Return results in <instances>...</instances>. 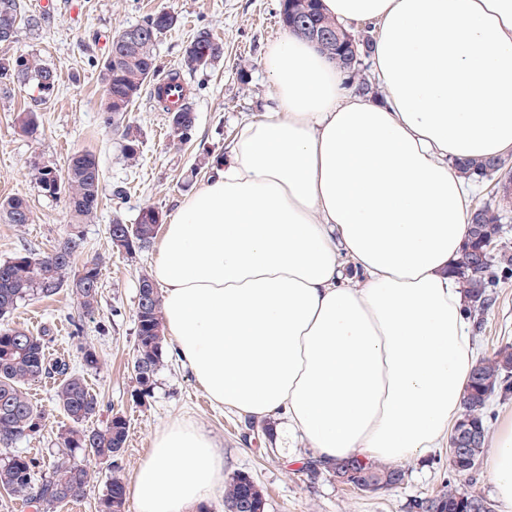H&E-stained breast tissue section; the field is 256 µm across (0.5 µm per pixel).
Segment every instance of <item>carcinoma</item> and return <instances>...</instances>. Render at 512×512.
I'll return each mask as SVG.
<instances>
[{"mask_svg":"<svg viewBox=\"0 0 512 512\" xmlns=\"http://www.w3.org/2000/svg\"><path fill=\"white\" fill-rule=\"evenodd\" d=\"M282 22L293 33L310 38L307 25L318 26L331 33H339L346 40L344 31L338 30L336 21L326 17L320 10L319 0L305 7L301 0H288L281 8ZM50 16L45 13H22L20 0H0V26L11 25L15 30L26 27L40 30ZM176 23L175 14L163 7L147 15L133 29L139 32L135 39L124 40V32L111 39V46L102 61L100 76L106 95L101 122L104 127H123L128 107L140 98L147 87H152L154 108L168 115L170 131L180 142L190 140L195 128L196 113L189 95L183 86L180 72L170 71L166 77L154 82L159 65L156 46L160 37ZM223 48L212 46L208 53L186 49L184 67L190 71L206 69L218 58ZM321 51L339 61L343 69L355 76L358 63L346 62V55L359 56L356 41L350 42L345 52H340L336 42L321 46ZM10 69L16 82L38 90L35 102L42 104L52 95L38 89L39 76L49 72L34 57L18 55L0 57V71ZM37 111L32 109L17 116L20 132L29 135L37 127ZM124 156L129 161L139 154V141L124 127ZM497 160L464 159L458 169L465 176L487 177L499 172ZM35 183L49 197L61 193L68 197L67 213L69 230L53 248L37 257L20 253L0 263V319L14 312L19 303L34 298H48L66 288L76 298L83 314L92 317L98 310L100 265L92 260L82 268L77 277L71 279L68 271L75 255L85 242L84 225L91 223L99 205L100 168L96 156L89 151L73 153L66 170L59 172L50 166L34 168ZM154 208L144 207L136 220L127 224L115 219L108 226L110 247L118 252L133 254L150 246L156 238L160 225L153 218ZM32 211L26 200L12 197L0 202V218L8 224H29ZM503 211L488 208L486 223L481 225L483 235L473 234L466 249L479 250L483 240H496L502 229ZM512 274V255L483 256L476 270H471L461 261L458 279L468 303V311L476 315L484 313L490 306V293L496 287L498 276L495 269ZM137 323L136 347L132 369L137 391L146 395L154 385L163 354V312L161 298L152 278L144 274L139 280V294L135 310ZM50 329L45 327L39 334L30 331L0 326V444L9 445L21 438L40 432L44 413L32 404L26 385L38 379H52L56 384L54 400L60 410L73 422L60 436L61 446L80 450L110 463L113 475L106 495L100 499L98 512H124L126 485L120 477L119 459L127 440V421L115 413L102 428H87L84 423L99 411V400L84 377L72 370L69 361L53 357L47 352ZM512 393V346L497 350L490 358L477 362L469 377L463 400V410L454 425L455 431H475L481 439L466 450L465 454L449 462L448 490L429 499L414 503L418 512H472L476 502L486 504L484 512H494L491 501L471 493L455 481L475 472L484 456L489 430V402L492 397H503ZM353 465L354 475L346 482L361 484L363 475L374 479V487L363 491L375 493L385 487L403 482L405 472L399 467H379L357 459H346L336 463L331 471L339 473L346 464ZM37 459L20 454H11L0 459V491L8 495L23 496L38 504L42 512H51L57 505L83 497L91 482L87 467L69 458L57 460L52 473L45 479H35ZM265 498L252 477L245 473L235 475L224 483V507L232 512L236 507L248 508L250 512H265Z\"/></svg>","mask_w":512,"mask_h":512,"instance_id":"carcinoma-1","label":"carcinoma"}]
</instances>
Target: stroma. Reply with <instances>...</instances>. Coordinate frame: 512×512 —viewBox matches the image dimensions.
Wrapping results in <instances>:
<instances>
[{"label": "stroma", "mask_w": 512, "mask_h": 512, "mask_svg": "<svg viewBox=\"0 0 512 512\" xmlns=\"http://www.w3.org/2000/svg\"><path fill=\"white\" fill-rule=\"evenodd\" d=\"M162 7L175 12L177 23L158 42L160 69L180 71L197 120L191 140L178 142L170 135L166 113L139 99L125 119L140 140V157L132 164L123 156L119 133L101 123L104 88L99 71L115 32ZM50 15L43 30H21L14 43L0 45V55L36 57L58 77L53 96L41 105L34 103L28 86L17 84L10 94H0V201L23 197L33 214L32 223L22 226L0 221V262L20 252L42 255L67 233L66 199L44 196L32 177L34 167L62 170L73 152H92L101 170L98 218L85 225L84 247L73 268L81 270L86 262L101 258L99 306L94 318L82 317L64 290L20 304L8 323L34 333L50 327L51 353L68 359L98 396L100 409L91 426H104L112 414L124 415L128 423L121 460L125 484L133 483L155 434L182 419L221 442L225 477L249 474L265 495L266 512H412L413 501L446 491L444 448L404 462L405 483L372 494L339 482L330 472L307 476L304 466L311 452L300 437L271 442L262 430H248L244 420L224 408L200 407L202 389L168 349L151 393L136 394L132 357L139 277L153 273L160 245L152 243L133 255L112 251L108 226L116 217L133 223L146 206L170 217L179 202L209 178L211 170L202 166V159L226 155L242 122L265 112L271 83L262 58L267 45L284 30L280 0H54ZM202 28L210 30L224 53L206 70H185V49ZM32 107L38 110L39 127L27 136L18 131L15 118ZM118 187L126 191L120 200L113 195ZM471 334L479 357L512 345V277L494 288L493 302ZM87 345L96 350L97 367L84 365ZM27 393L44 411L45 421L37 435L17 441L12 449L38 458L46 474L57 458L58 438L72 422L54 404L52 380L30 383ZM74 459L91 471L90 487L83 498L58 504L54 512H97L112 470L105 461L80 452Z\"/></svg>", "instance_id": "1"}]
</instances>
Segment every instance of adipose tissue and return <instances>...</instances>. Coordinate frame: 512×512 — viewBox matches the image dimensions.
<instances>
[{
  "mask_svg": "<svg viewBox=\"0 0 512 512\" xmlns=\"http://www.w3.org/2000/svg\"><path fill=\"white\" fill-rule=\"evenodd\" d=\"M369 24L384 95L285 33L263 65L273 105L185 197L154 276L178 359L210 400L273 419L333 464L446 446L475 364L453 267L471 190L455 162L512 147V0H322ZM486 469L512 512V421ZM224 452L191 422L160 430L136 512H193Z\"/></svg>",
  "mask_w": 512,
  "mask_h": 512,
  "instance_id": "adipose-tissue-1",
  "label": "adipose tissue"
}]
</instances>
